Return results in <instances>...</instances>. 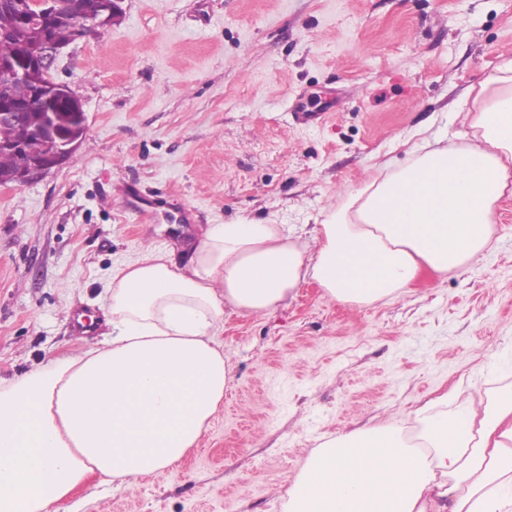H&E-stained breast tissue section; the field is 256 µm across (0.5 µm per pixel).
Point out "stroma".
<instances>
[{
  "instance_id": "obj_1",
  "label": "stroma",
  "mask_w": 512,
  "mask_h": 512,
  "mask_svg": "<svg viewBox=\"0 0 512 512\" xmlns=\"http://www.w3.org/2000/svg\"><path fill=\"white\" fill-rule=\"evenodd\" d=\"M122 21L59 53L81 97L73 158L0 186V379L109 331L105 284L148 245L274 220L310 235L341 193L456 138L470 87L512 58V0H125ZM323 110L303 123L296 102ZM94 315L92 333L71 314ZM234 381L177 466L81 512H286L310 452L372 418L400 423L456 384L512 385V197L482 265L364 307L315 282L264 316H229ZM74 499V500H75Z\"/></svg>"
}]
</instances>
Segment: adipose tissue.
Returning a JSON list of instances; mask_svg holds the SVG:
<instances>
[{
  "instance_id": "obj_1",
  "label": "adipose tissue",
  "mask_w": 512,
  "mask_h": 512,
  "mask_svg": "<svg viewBox=\"0 0 512 512\" xmlns=\"http://www.w3.org/2000/svg\"><path fill=\"white\" fill-rule=\"evenodd\" d=\"M465 111V142L425 139L373 168L312 239L244 218L208 225L187 263L156 247L116 269L102 341L0 382V512H55L89 478L130 489L180 463L233 379L226 315L274 311L309 281L367 306L474 269L512 196V58ZM411 417L417 447L390 421L320 445L288 512H512V389Z\"/></svg>"
}]
</instances>
